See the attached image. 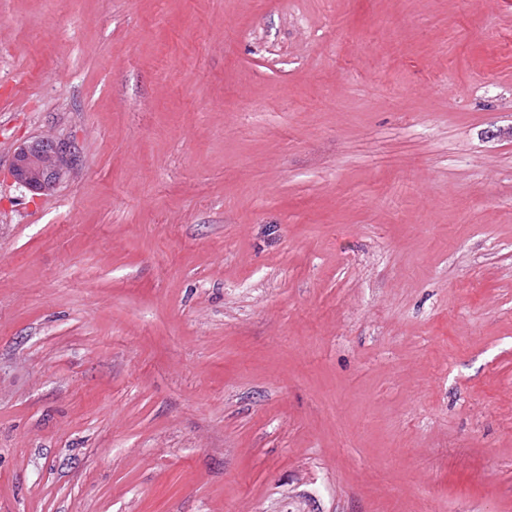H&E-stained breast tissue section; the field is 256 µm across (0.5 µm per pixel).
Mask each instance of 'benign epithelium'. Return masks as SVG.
Masks as SVG:
<instances>
[{"label":"benign epithelium","instance_id":"7a95c632","mask_svg":"<svg viewBox=\"0 0 512 512\" xmlns=\"http://www.w3.org/2000/svg\"><path fill=\"white\" fill-rule=\"evenodd\" d=\"M75 163L68 142L59 137H35L17 146L11 176L35 195L54 193Z\"/></svg>","mask_w":512,"mask_h":512}]
</instances>
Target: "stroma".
<instances>
[{"mask_svg":"<svg viewBox=\"0 0 512 512\" xmlns=\"http://www.w3.org/2000/svg\"><path fill=\"white\" fill-rule=\"evenodd\" d=\"M0 512H512V0H0ZM75 163L68 142L59 137H35L17 146L11 176L35 195L54 193Z\"/></svg>","mask_w":512,"mask_h":512,"instance_id":"stroma-1","label":"stroma"}]
</instances>
